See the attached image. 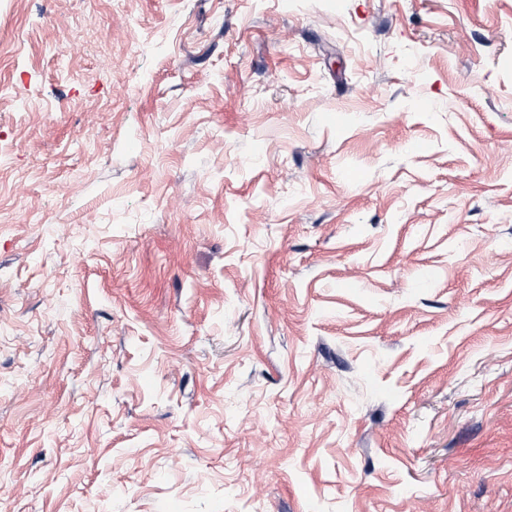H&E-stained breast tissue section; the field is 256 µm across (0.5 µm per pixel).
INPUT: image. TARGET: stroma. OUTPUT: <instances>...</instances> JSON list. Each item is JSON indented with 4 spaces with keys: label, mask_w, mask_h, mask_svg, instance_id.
<instances>
[{
    "label": "stroma",
    "mask_w": 512,
    "mask_h": 512,
    "mask_svg": "<svg viewBox=\"0 0 512 512\" xmlns=\"http://www.w3.org/2000/svg\"><path fill=\"white\" fill-rule=\"evenodd\" d=\"M0 506L512 512V0H0Z\"/></svg>",
    "instance_id": "1"
}]
</instances>
